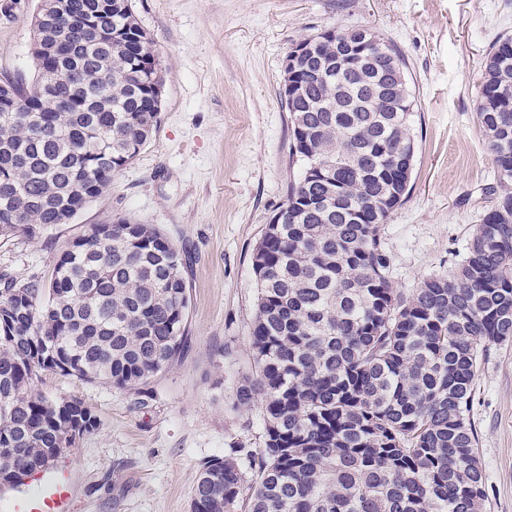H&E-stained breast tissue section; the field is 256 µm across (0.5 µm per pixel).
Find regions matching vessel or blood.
Returning <instances> with one entry per match:
<instances>
[{"label": "vessel or blood", "instance_id": "vessel-or-blood-1", "mask_svg": "<svg viewBox=\"0 0 512 512\" xmlns=\"http://www.w3.org/2000/svg\"><path fill=\"white\" fill-rule=\"evenodd\" d=\"M12 512H77L69 463L62 461L25 476Z\"/></svg>", "mask_w": 512, "mask_h": 512}]
</instances>
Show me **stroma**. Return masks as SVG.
<instances>
[{
	"label": "stroma",
	"instance_id": "35a3bbf8",
	"mask_svg": "<svg viewBox=\"0 0 512 512\" xmlns=\"http://www.w3.org/2000/svg\"><path fill=\"white\" fill-rule=\"evenodd\" d=\"M0 17V78L31 77L30 15ZM164 77L159 122L105 193L27 240L0 238V275L45 279L91 224L156 225L187 257V340L138 390L42 373L36 391L78 398L98 429L67 454L79 512H190L206 459L263 444L260 408L231 394L253 370L252 253L299 176L281 104L290 49L329 28L367 27L401 55L415 95L410 190L382 228L394 288L409 292L461 259L489 205L495 164L474 86L489 45L512 35V0H130ZM470 412L486 480L484 512H512V342L482 360Z\"/></svg>",
	"mask_w": 512,
	"mask_h": 512
}]
</instances>
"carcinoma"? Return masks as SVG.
I'll list each match as a JSON object with an SVG mask.
<instances>
[{
  "instance_id": "obj_1",
  "label": "carcinoma",
  "mask_w": 512,
  "mask_h": 512,
  "mask_svg": "<svg viewBox=\"0 0 512 512\" xmlns=\"http://www.w3.org/2000/svg\"><path fill=\"white\" fill-rule=\"evenodd\" d=\"M32 83L10 77L0 118V238L68 224L157 127L163 76L129 0H53L32 16ZM290 51L288 223L252 253L255 373L233 407L262 411L263 447L202 462L191 512H482L470 421L491 347L512 338V37L491 43L477 121L497 170L466 255L405 293L382 239L415 161V100L376 31L327 29ZM64 74L52 98L46 74ZM179 249L128 217L73 238L48 282L0 277V471L51 466L74 398L33 391L45 371L138 390L179 358L189 289Z\"/></svg>"
}]
</instances>
